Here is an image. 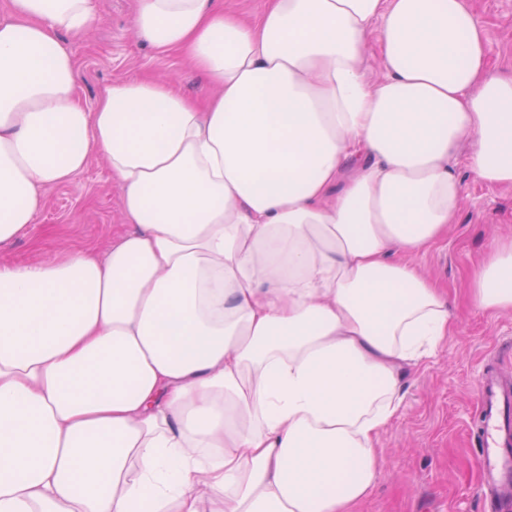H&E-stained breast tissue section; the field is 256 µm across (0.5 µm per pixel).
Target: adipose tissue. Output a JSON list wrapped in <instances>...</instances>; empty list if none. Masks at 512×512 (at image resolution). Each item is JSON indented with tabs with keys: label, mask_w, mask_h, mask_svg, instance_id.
<instances>
[{
	"label": "adipose tissue",
	"mask_w": 512,
	"mask_h": 512,
	"mask_svg": "<svg viewBox=\"0 0 512 512\" xmlns=\"http://www.w3.org/2000/svg\"><path fill=\"white\" fill-rule=\"evenodd\" d=\"M100 20L95 0L0 20V247L95 153L130 226L0 263V512H354L402 370L453 325L403 256L455 223L456 155L512 186V76L468 0H263L254 21L137 0L141 39L210 92L131 79L89 110L60 35ZM471 284L512 310V242Z\"/></svg>",
	"instance_id": "adipose-tissue-1"
}]
</instances>
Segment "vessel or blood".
<instances>
[{
	"instance_id": "obj_1",
	"label": "vessel or blood",
	"mask_w": 512,
	"mask_h": 512,
	"mask_svg": "<svg viewBox=\"0 0 512 512\" xmlns=\"http://www.w3.org/2000/svg\"><path fill=\"white\" fill-rule=\"evenodd\" d=\"M480 492L489 512H512V385L485 373L476 392Z\"/></svg>"
}]
</instances>
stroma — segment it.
<instances>
[{
	"instance_id": "35a3bbf8",
	"label": "stroma",
	"mask_w": 512,
	"mask_h": 512,
	"mask_svg": "<svg viewBox=\"0 0 512 512\" xmlns=\"http://www.w3.org/2000/svg\"><path fill=\"white\" fill-rule=\"evenodd\" d=\"M468 3L491 34V74L512 75V0ZM98 7V26L62 36L81 76L86 108L95 107L107 85L142 77L171 81L191 97L206 94L180 52H157L137 35L136 0H98ZM453 167L463 186L457 222L409 261L446 288L454 328L431 356L406 369L402 408L379 436L383 459L376 486L356 512H485L478 496L476 384L489 367L512 382V312L479 309L469 282L482 259L512 237V188L477 181L463 156ZM45 195L37 223L0 248V260L25 264L102 250L128 229L120 189L99 155H91L69 183L47 186Z\"/></svg>"
}]
</instances>
